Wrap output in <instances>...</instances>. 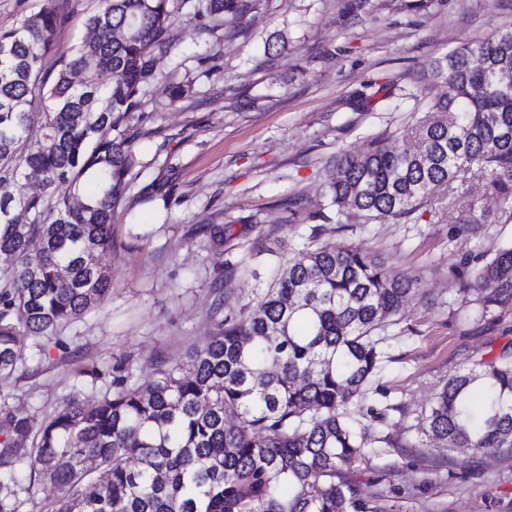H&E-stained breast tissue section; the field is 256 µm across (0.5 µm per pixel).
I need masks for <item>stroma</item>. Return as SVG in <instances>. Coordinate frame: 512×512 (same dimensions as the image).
<instances>
[{"label":"stroma","mask_w":512,"mask_h":512,"mask_svg":"<svg viewBox=\"0 0 512 512\" xmlns=\"http://www.w3.org/2000/svg\"><path fill=\"white\" fill-rule=\"evenodd\" d=\"M346 2L263 0L231 37L192 20L173 25L178 55L157 68L194 91L174 105L148 99L127 127L143 168L103 258L112 290L58 336L26 344L27 374L0 378L10 403L39 415L70 394L104 392L116 365L139 383L159 361L186 359L212 334L214 306L239 314L267 288V251L285 261L307 249L337 155L364 153L384 133L414 142L434 94L431 62L512 27V0H438L420 12L408 0H376L377 11L356 20L345 17ZM96 6L68 0L58 52L79 43ZM276 36L285 47H269ZM470 209L486 223L458 231ZM421 212L322 234L381 258L423 292L378 331L388 360L369 402L389 411L374 426L384 443L346 477L386 512H512V448H451L425 430L449 376L512 353V298L477 318L475 295H462L454 274L463 255L512 244V216L475 187L460 206L435 190ZM216 225L220 244L210 235ZM229 264L237 274L224 286ZM77 360L94 362L100 378L76 375Z\"/></svg>","instance_id":"stroma-1"}]
</instances>
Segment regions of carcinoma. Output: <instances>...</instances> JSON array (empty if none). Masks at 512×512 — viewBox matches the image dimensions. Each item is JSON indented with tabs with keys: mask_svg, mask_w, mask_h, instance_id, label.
Here are the masks:
<instances>
[{
	"mask_svg": "<svg viewBox=\"0 0 512 512\" xmlns=\"http://www.w3.org/2000/svg\"><path fill=\"white\" fill-rule=\"evenodd\" d=\"M261 2L100 0L62 54L58 0L0 28V375L112 288L100 257L142 167L127 125L146 96L174 105L192 92L156 69L179 12L189 4L203 31L224 22L235 35ZM430 77L440 93L415 147L337 158V223L407 218L469 178L512 211V28L449 51ZM322 232L312 227L315 247L280 265L256 306L217 320L203 347L146 383L117 366L112 391L72 394L39 418L0 395V512H17L11 485L27 459L57 491L43 512H384L342 469L383 442L373 422L386 414L363 407L385 356L374 332L420 287ZM456 272L484 318L512 295V245L469 253ZM428 429L450 448H511L512 356L448 377Z\"/></svg>",
	"mask_w": 512,
	"mask_h": 512,
	"instance_id": "1",
	"label": "carcinoma"
}]
</instances>
